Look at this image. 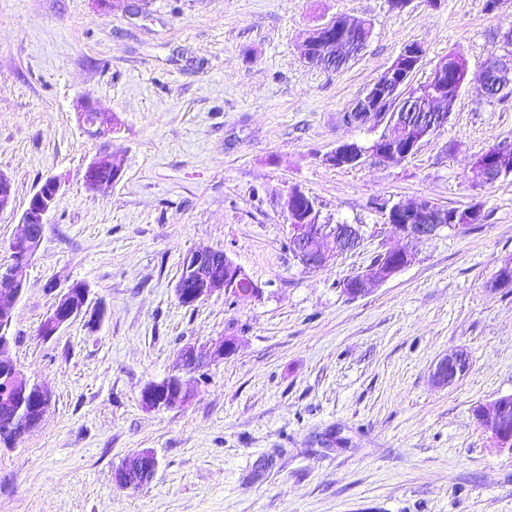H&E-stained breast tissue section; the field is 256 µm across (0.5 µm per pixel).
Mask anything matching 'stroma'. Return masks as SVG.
Listing matches in <instances>:
<instances>
[{
	"label": "stroma",
	"instance_id": "1",
	"mask_svg": "<svg viewBox=\"0 0 512 512\" xmlns=\"http://www.w3.org/2000/svg\"><path fill=\"white\" fill-rule=\"evenodd\" d=\"M0 0V268L40 185L65 182L11 326V359L46 386L37 428L0 447V512H512V452L474 410L512 396V174L477 185L473 165L512 143V96H478L484 65L512 66L501 36L512 0ZM339 16L371 24L362 54L337 70L307 64L305 35ZM436 62L460 54L467 79L448 125L401 161L337 168L339 143L371 146L383 126L346 124L352 103L403 46ZM92 100L114 127L120 180L87 189L102 143L78 123ZM312 197L351 224L359 246L305 269L288 244L283 202ZM482 206V223L415 242L414 262L350 297L345 280L404 244L374 204ZM223 251L257 283L187 306L183 257ZM85 282V314L39 336L61 288ZM232 336L235 351L191 373V401L149 411L140 392ZM453 351L469 366L434 382ZM158 467L136 489L112 482L125 457Z\"/></svg>",
	"mask_w": 512,
	"mask_h": 512
}]
</instances>
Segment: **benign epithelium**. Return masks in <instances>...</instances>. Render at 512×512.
<instances>
[{"label": "benign epithelium", "instance_id": "obj_1", "mask_svg": "<svg viewBox=\"0 0 512 512\" xmlns=\"http://www.w3.org/2000/svg\"><path fill=\"white\" fill-rule=\"evenodd\" d=\"M423 47L404 48L393 63L376 81L353 103L350 112L365 115L367 122L386 125V131L369 148L353 142L339 144L325 157L329 164L339 167L359 162L367 153L382 163H393L413 154L419 143L426 137L444 129L448 125L452 104L443 99V76L446 61L439 60L433 67L432 77L438 85L425 92L409 93L404 78L423 60ZM502 66L495 56L490 57L483 72L480 92L492 98L499 95L498 76ZM416 101L424 107L426 117L415 124L408 117L410 103ZM79 121L94 136L104 137L110 129L105 126L102 111L93 105H86L79 113ZM112 170V178L102 181L98 178L99 169ZM476 179L490 185L501 177L512 173V144L498 145L491 149V156L476 160L473 166ZM123 172V159L106 150L93 158L83 171V181L90 190L116 183ZM61 188V178H47L29 201L21 223L23 232L10 244L15 255V267L0 275V366L11 372L12 388L15 397L22 399L33 396L39 414H44L49 402L50 392L42 384L30 378L9 357L11 340L7 330L12 322L11 314L20 300L25 284L16 269L27 264L37 254L43 236L44 219L52 208ZM303 191L295 188L289 191L284 201L288 213L289 244L294 256L310 270L323 268L333 254L354 249L360 241L359 229L342 225V231L328 229V225L313 218L314 205L302 204ZM13 202V188L10 179L0 172V212ZM386 223L397 227L403 237L413 242L434 235L440 228L454 224L457 215L448 214V210L437 204L423 200L408 208L399 204L388 205L383 210ZM388 261L376 263L373 273H360L354 277L356 288H344L346 294L358 297L369 293L380 280L388 279L405 267L411 265L415 254L410 247L388 249L385 251ZM216 292L238 301L258 296L260 288L248 274L235 264L226 254L211 248H196L182 260L181 278L175 286V294L180 300L190 304L210 297ZM90 289L82 282L71 284L61 291L51 313L43 321L46 335H55L64 325L79 317L85 311V305L78 299H88ZM234 349V342L219 336L210 341L209 354L216 359ZM183 370L194 372L205 366L206 360L198 357L195 350L187 347L181 352ZM468 368L465 356L460 352L450 353L441 358L433 369L434 380L441 384H451L461 377ZM192 390L178 375L168 376L160 381H150L141 390L140 401L147 410L171 409L183 407L189 403ZM503 403L497 399L483 406L477 420L488 432L496 447L512 451V435L508 433L502 418ZM157 468L154 454L149 450L139 451L124 459L113 471V480L122 488H132L139 478H152Z\"/></svg>", "mask_w": 512, "mask_h": 512}]
</instances>
